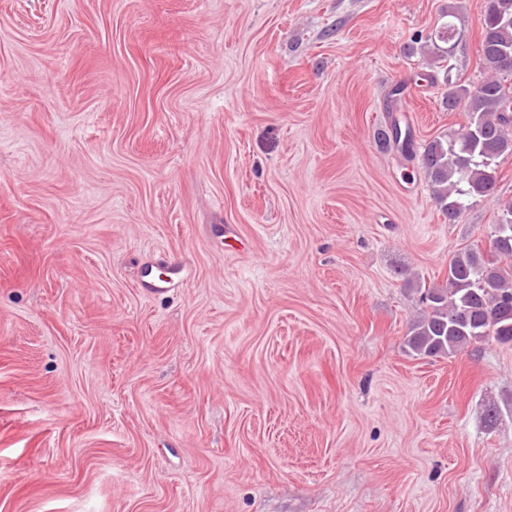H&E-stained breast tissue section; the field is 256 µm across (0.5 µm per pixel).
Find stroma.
<instances>
[{
    "instance_id": "stroma-1",
    "label": "stroma",
    "mask_w": 512,
    "mask_h": 512,
    "mask_svg": "<svg viewBox=\"0 0 512 512\" xmlns=\"http://www.w3.org/2000/svg\"><path fill=\"white\" fill-rule=\"evenodd\" d=\"M485 5L0 0V512H512V344L405 345L512 157L451 224L379 135Z\"/></svg>"
}]
</instances>
